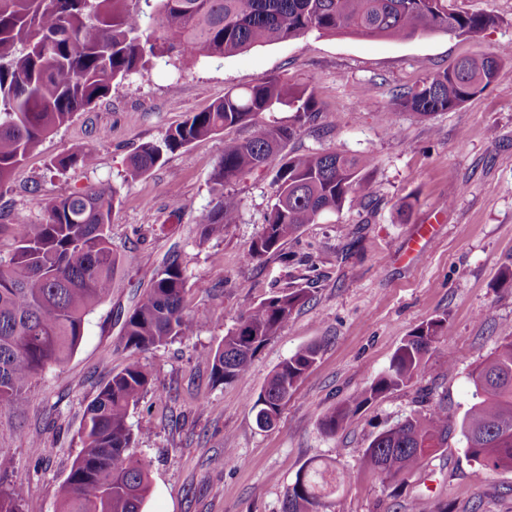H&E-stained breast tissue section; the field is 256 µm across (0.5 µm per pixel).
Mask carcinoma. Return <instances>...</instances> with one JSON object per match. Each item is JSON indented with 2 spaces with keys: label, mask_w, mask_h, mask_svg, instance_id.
Wrapping results in <instances>:
<instances>
[{
  "label": "carcinoma",
  "mask_w": 512,
  "mask_h": 512,
  "mask_svg": "<svg viewBox=\"0 0 512 512\" xmlns=\"http://www.w3.org/2000/svg\"><path fill=\"white\" fill-rule=\"evenodd\" d=\"M493 22L486 13L448 8V0H0V186L10 180L36 145L153 60L221 59L266 44L305 36L356 34L407 40L433 31L477 33ZM464 58L415 88L396 94V105L419 118L455 109L492 85L503 58ZM280 105L296 112L299 127L317 121L314 92L294 89L278 77L243 90L230 89L208 109L191 112L158 143L138 146L127 178L138 179L164 155L226 129L248 125L250 138L224 147L212 175L219 191L242 173L281 163L274 203L261 236L245 258L277 251L306 224L370 194L359 174L372 163L364 155H281L296 129L271 126L263 115ZM95 154L75 147L55 166L89 168ZM114 196L104 188L59 196L45 203L46 220L14 224L16 245L0 259V408L26 397L32 378L73 355L86 316L112 291L119 262L108 234ZM238 220V204L225 196L201 221L208 238ZM186 280L176 261L152 277L123 325L124 348L146 352L194 334L199 320L185 311ZM308 300L294 288L273 293L241 316L209 357L214 381L245 377L257 349ZM448 319L419 325L395 350L388 367L369 386L326 412L322 431L334 435L350 415L418 375L425 356L448 336ZM315 346H305L272 372L252 405L260 429L274 427L297 383L314 365ZM473 403L460 424L467 454L484 472L512 470V340L471 374ZM151 379L131 364L101 387L83 414V448L62 488L59 512H144L149 492L146 462L128 449L130 407L149 391ZM448 410L431 405L380 432L363 465L383 484L402 485L426 457L448 441ZM352 476L331 464H308L296 474L283 512H327L329 498ZM23 488L0 482V512H22Z\"/></svg>",
  "instance_id": "carcinoma-1"
}]
</instances>
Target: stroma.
Instances as JSON below:
<instances>
[{
    "instance_id": "obj_1",
    "label": "stroma",
    "mask_w": 512,
    "mask_h": 512,
    "mask_svg": "<svg viewBox=\"0 0 512 512\" xmlns=\"http://www.w3.org/2000/svg\"><path fill=\"white\" fill-rule=\"evenodd\" d=\"M457 10L495 22L457 36L435 32L409 40L321 36L258 45L219 60L157 61L113 85L110 94L42 139L0 188V257L14 239L7 226L38 224L48 200L90 187L116 188L109 226L121 263L112 293L86 318L75 353L32 380L24 402L0 409V478L21 484L23 512H58L62 485L82 449L83 412L100 387L129 364L142 365L151 390L131 407V453L149 465L145 512H282L284 495L309 462H333L355 476L331 512H512V470L476 478L460 424L470 408V375L512 340V60L494 84L456 109L419 119L397 108L398 91L415 87L458 59L512 45V0H449ZM312 89L322 117L298 129L286 150L369 155L362 172L368 206L345 204L305 225L278 251L244 260L274 202L277 164L227 186L237 223L202 239L200 222L218 196L211 175L224 144L251 136L230 129L167 155L135 181L129 157L159 141L191 112L231 88L271 76ZM91 147L95 167L64 172L54 161L72 145ZM184 202L173 210L171 189ZM432 240L410 252L421 226ZM179 256L185 306L201 316L194 335L134 353L122 326L163 256ZM310 300L254 354L246 377L211 378L208 357L239 317L282 289ZM448 319L450 335L427 355L406 386L362 407L336 435L322 432L325 412L368 386L422 322ZM317 346L276 427L256 426L251 407L276 366ZM448 408V443L399 487L376 481L361 465L373 437L432 403Z\"/></svg>"
}]
</instances>
